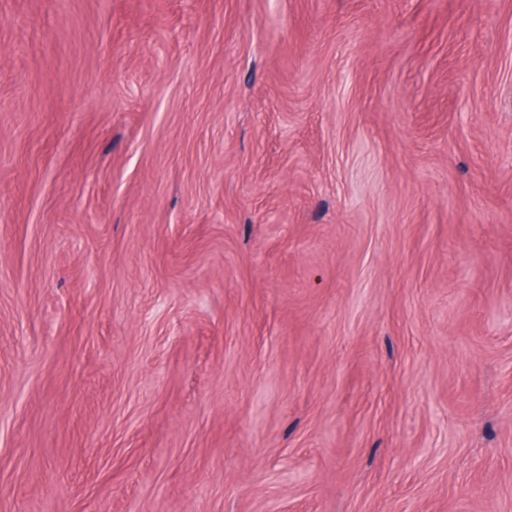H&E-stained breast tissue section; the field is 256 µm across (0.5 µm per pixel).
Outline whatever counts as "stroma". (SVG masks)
I'll list each match as a JSON object with an SVG mask.
<instances>
[{
	"mask_svg": "<svg viewBox=\"0 0 512 512\" xmlns=\"http://www.w3.org/2000/svg\"><path fill=\"white\" fill-rule=\"evenodd\" d=\"M0 512H512V0H0Z\"/></svg>",
	"mask_w": 512,
	"mask_h": 512,
	"instance_id": "stroma-1",
	"label": "stroma"
}]
</instances>
